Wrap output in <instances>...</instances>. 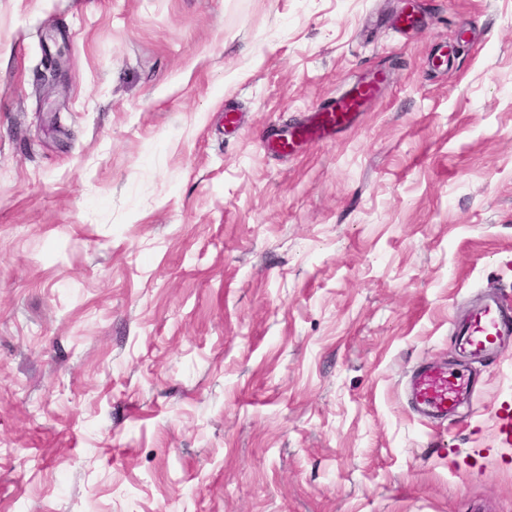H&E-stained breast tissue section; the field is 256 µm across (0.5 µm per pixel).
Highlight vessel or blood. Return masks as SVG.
<instances>
[{
  "instance_id": "vessel-or-blood-1",
  "label": "vessel or blood",
  "mask_w": 512,
  "mask_h": 512,
  "mask_svg": "<svg viewBox=\"0 0 512 512\" xmlns=\"http://www.w3.org/2000/svg\"><path fill=\"white\" fill-rule=\"evenodd\" d=\"M386 81L387 74L381 69L355 80L342 96L322 103L308 123L296 129L294 141L271 139L266 142V149L287 156L295 151L297 140L318 139L349 127ZM458 334L473 354L495 351L505 337L512 336V313L499 301L486 303L459 326ZM410 392L413 404L421 411L445 416L454 413L458 403L470 396L472 386L465 375L449 372L445 365L429 363L412 375Z\"/></svg>"
}]
</instances>
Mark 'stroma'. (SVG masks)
<instances>
[{
	"mask_svg": "<svg viewBox=\"0 0 512 512\" xmlns=\"http://www.w3.org/2000/svg\"><path fill=\"white\" fill-rule=\"evenodd\" d=\"M489 295L512 0H0V512H512V343L456 336ZM433 361L458 415L408 400ZM387 73L376 69L368 77L351 83L349 89L337 99L322 103L312 114L307 124L294 130L301 140L309 141L332 135L353 124L365 104L373 99L380 87L387 82Z\"/></svg>",
	"mask_w": 512,
	"mask_h": 512,
	"instance_id": "1",
	"label": "stroma"
}]
</instances>
